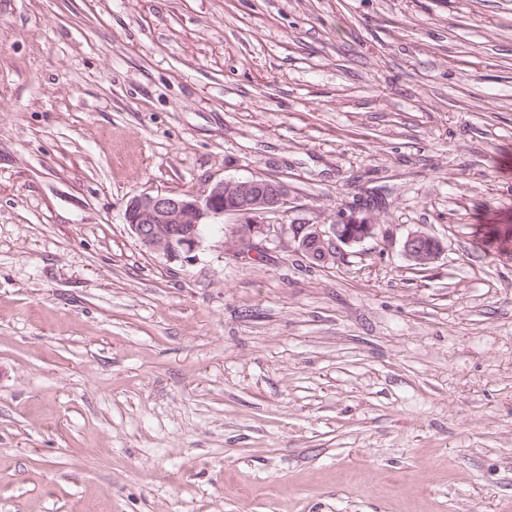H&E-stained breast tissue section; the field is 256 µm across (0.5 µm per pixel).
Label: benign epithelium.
Instances as JSON below:
<instances>
[{
    "mask_svg": "<svg viewBox=\"0 0 512 512\" xmlns=\"http://www.w3.org/2000/svg\"><path fill=\"white\" fill-rule=\"evenodd\" d=\"M288 186L280 180L249 177L220 181L203 194H142L133 197L124 212L131 233L148 251L175 260L199 249L202 227L230 213L241 218L232 238L245 245L257 235L291 230L299 248L311 260L325 264L336 259L339 245L350 246L376 235L377 225L367 208L355 207L341 222L307 228L296 224H260L259 215L275 214L287 204ZM404 254L418 266L434 263L441 244L416 231L403 242Z\"/></svg>",
    "mask_w": 512,
    "mask_h": 512,
    "instance_id": "obj_1",
    "label": "benign epithelium"
}]
</instances>
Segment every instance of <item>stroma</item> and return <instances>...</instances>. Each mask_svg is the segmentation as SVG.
<instances>
[{"label":"stroma","mask_w":512,"mask_h":512,"mask_svg":"<svg viewBox=\"0 0 512 512\" xmlns=\"http://www.w3.org/2000/svg\"><path fill=\"white\" fill-rule=\"evenodd\" d=\"M0 512H512V0H0ZM288 186L280 180L249 177L220 181L204 194H142L133 197L124 212V221L140 245L169 260L199 249L202 227L210 220L230 213L241 218L232 238L245 245L257 235L291 230L299 248L314 262L336 259L339 245L350 246L375 237L377 224L367 208L345 212L338 224L309 226L258 224L259 215L275 214L287 204ZM191 224V226H183ZM320 226H325L321 229ZM442 250L437 240L420 231L410 233L403 242L404 254L418 266L425 267L434 263Z\"/></svg>","instance_id":"1"}]
</instances>
